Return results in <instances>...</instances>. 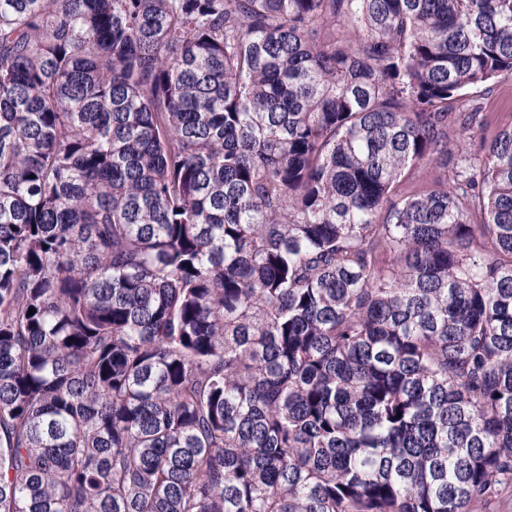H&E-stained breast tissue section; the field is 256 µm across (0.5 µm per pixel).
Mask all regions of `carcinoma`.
I'll return each mask as SVG.
<instances>
[{"mask_svg": "<svg viewBox=\"0 0 512 512\" xmlns=\"http://www.w3.org/2000/svg\"><path fill=\"white\" fill-rule=\"evenodd\" d=\"M511 80L512 0H0V512L512 488ZM487 112H491L492 125L490 131L499 126L510 123L512 120V86L490 98L487 104Z\"/></svg>", "mask_w": 512, "mask_h": 512, "instance_id": "carcinoma-1", "label": "carcinoma"}]
</instances>
